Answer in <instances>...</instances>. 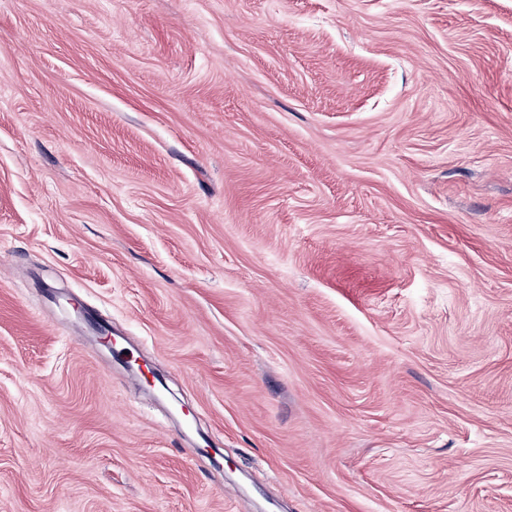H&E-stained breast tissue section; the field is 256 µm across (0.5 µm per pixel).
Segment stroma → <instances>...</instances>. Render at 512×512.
Masks as SVG:
<instances>
[{"instance_id": "obj_1", "label": "stroma", "mask_w": 512, "mask_h": 512, "mask_svg": "<svg viewBox=\"0 0 512 512\" xmlns=\"http://www.w3.org/2000/svg\"><path fill=\"white\" fill-rule=\"evenodd\" d=\"M0 512H512V0H0Z\"/></svg>"}]
</instances>
